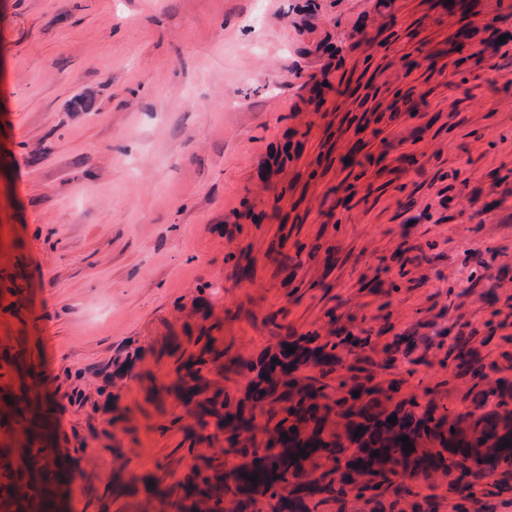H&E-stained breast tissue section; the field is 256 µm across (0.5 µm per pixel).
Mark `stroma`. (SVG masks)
<instances>
[{"label": "stroma", "instance_id": "stroma-1", "mask_svg": "<svg viewBox=\"0 0 512 512\" xmlns=\"http://www.w3.org/2000/svg\"><path fill=\"white\" fill-rule=\"evenodd\" d=\"M0 57V483L177 512L282 325L375 362L411 329L397 401L512 381V0H0ZM470 331L479 380L439 346Z\"/></svg>", "mask_w": 512, "mask_h": 512}]
</instances>
